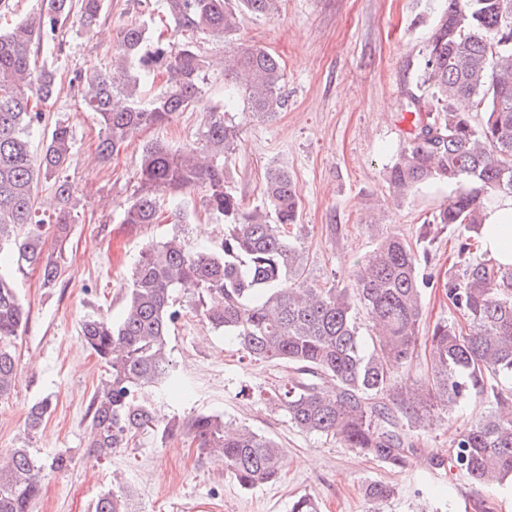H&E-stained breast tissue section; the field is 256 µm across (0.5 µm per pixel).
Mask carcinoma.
Returning a JSON list of instances; mask_svg holds the SVG:
<instances>
[{
  "label": "carcinoma",
  "instance_id": "cac0c4a2",
  "mask_svg": "<svg viewBox=\"0 0 512 512\" xmlns=\"http://www.w3.org/2000/svg\"><path fill=\"white\" fill-rule=\"evenodd\" d=\"M166 8L181 38L153 37L149 21L136 18L118 27L103 67L72 78L84 108L99 119L101 162L141 129L171 123L204 93L209 61L194 37L230 41L242 15L271 18L280 0H166ZM101 10L102 0H40L11 29L0 30V399L14 388L15 342L27 321L15 277L4 271L5 257L19 272L38 270L43 287H55L58 267L44 245L50 235L58 243L67 237L75 194L63 176L72 131L61 121L45 124L58 72L39 56L61 50L57 32L71 16L89 28ZM232 52L224 79L250 111L271 118L286 109L279 59L247 43ZM160 77L163 89L149 93ZM423 84L433 89L434 108L423 114L420 98L409 97L412 138L387 168L386 182L400 198L435 181L456 185L431 224L465 234L457 253L461 272L445 284L457 319L432 326L426 376L411 388L395 380L396 371L410 370L417 349L422 289L432 279L422 272L432 261L430 224L419 226L414 243L395 233L381 237L342 288L334 279L309 281L294 179L283 167L270 169L263 205L243 208L230 170L241 130L215 108L194 143L174 149L156 140L141 149L137 187L122 223H157L160 198L168 193L174 229L141 249L120 320L95 313L80 322L86 345L108 371L88 407V453L108 454L143 431L163 440L181 431L243 488L280 476V448L266 434L246 426L227 432L214 414L158 424L155 393L182 383L168 351L171 327L184 314L174 291L192 282L198 288L192 309L212 330L233 339L250 360L291 370L288 384L268 401L293 427L402 469L418 453L415 438L436 428L435 409L450 415L484 398V415L454 440L450 467L489 495L512 485V266L473 257L483 211L512 194V0H447L427 44ZM35 131L43 134L39 153L31 149ZM42 180L53 183L61 202L53 220L35 207ZM197 189L224 234L214 245L189 249L181 224ZM361 312L367 336L360 334ZM50 408L47 400L32 407L29 432L39 429ZM9 457L0 468V512H33L42 472L71 465L64 453L43 462L26 448L11 449ZM394 494L383 482L363 488L369 512H379ZM128 506L120 487L102 494L95 512H129Z\"/></svg>",
  "mask_w": 512,
  "mask_h": 512
}]
</instances>
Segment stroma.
I'll return each mask as SVG.
<instances>
[{"label": "stroma", "instance_id": "obj_1", "mask_svg": "<svg viewBox=\"0 0 512 512\" xmlns=\"http://www.w3.org/2000/svg\"><path fill=\"white\" fill-rule=\"evenodd\" d=\"M103 4L93 31L73 22L66 26L65 50L55 62L60 81L49 117L72 129L74 155L66 176L76 189L65 247L46 246L59 268V285L42 287L35 271L16 276L28 321L17 343L15 387L0 400V454L24 447L40 459L60 452L72 459L67 472H45L34 512H94L97 498L119 486L130 492V512H289L292 500L303 494L317 501L320 512H368L363 487L373 481L396 488L380 512H512V491L484 496L456 471L433 469L426 461L430 452L450 456L458 429L484 411L482 401H471L425 435L423 453L406 468H388L292 427L267 400L274 387L287 382V368L244 359L236 344L191 313L194 292L187 288L176 292L187 311L172 327L169 346L190 390L157 401V415L164 422L220 414L229 424L273 437L285 453L280 479L241 488L225 475L222 463L200 462L195 443L182 434L163 440L143 432L111 454H87L86 406L106 372L84 345L79 320L92 312L119 319L141 248L169 230L165 223L121 221L135 189L141 148L155 139L175 146L193 143L205 113L224 104V70L217 66L193 109L167 126L141 130L111 162H98L100 125L82 107L70 82L73 73L105 62L112 34L133 17L150 13L162 25L172 24L163 0ZM445 6V0H282L275 17L242 19L239 41L279 56L288 107L265 119L253 115L242 99L227 106L242 131V145L230 164L233 187L243 206H259L269 168L288 169L299 190L309 281L319 284L333 276L346 283L379 237H414L453 193L452 186L438 181L400 199L385 180L386 168L410 138L404 121L410 96L420 97L422 109L433 104L422 84L425 49ZM372 210L384 214L382 224L370 225ZM332 224L337 233H329ZM457 244L456 232H438L430 266L434 285L422 293L424 327L450 316L444 284ZM45 398L52 411L37 433L27 434L28 412Z\"/></svg>", "mask_w": 512, "mask_h": 512}]
</instances>
